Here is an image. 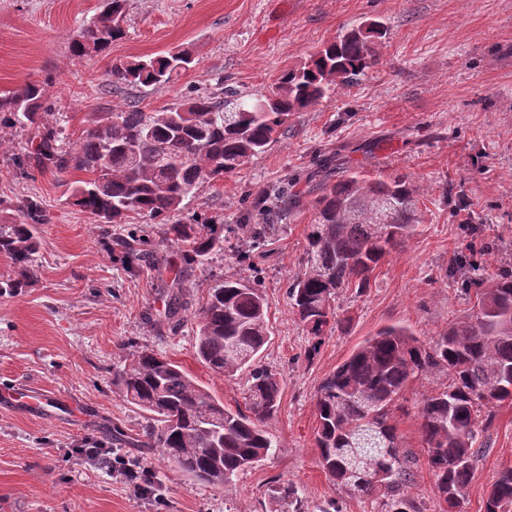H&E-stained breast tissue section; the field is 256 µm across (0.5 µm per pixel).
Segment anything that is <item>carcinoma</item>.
<instances>
[{
  "label": "carcinoma",
  "mask_w": 512,
  "mask_h": 512,
  "mask_svg": "<svg viewBox=\"0 0 512 512\" xmlns=\"http://www.w3.org/2000/svg\"><path fill=\"white\" fill-rule=\"evenodd\" d=\"M126 0H103L102 11L71 41L75 56L102 53L124 35ZM372 20L325 44L282 75L267 94H245L219 83L161 112L137 106L97 112L77 148L61 147L59 132L43 126L46 90L27 82L0 95V114L38 138L44 168L90 174L70 185L72 204L101 224H124L131 214L160 224L162 238L181 246V259L203 266L224 249L217 224L170 222L200 185L237 170L277 142L291 115L316 105L372 64L375 41L385 37ZM192 64L189 52L169 51L113 66L115 87H157L174 81ZM407 175L367 177L356 172L326 179L312 204L304 269L288 285V300L312 338L308 357L319 350L334 314L332 302L349 288L367 291L386 255L418 235L423 214ZM288 200V183L252 206L274 216L268 200ZM49 222L41 201L24 199L16 213L0 214V255L17 276L0 281V294H18L37 278L33 257L40 225ZM450 268L463 272L462 287L474 294V311L448 324L424 343L403 326L391 325L366 338L324 378L316 392L319 462L330 481L381 501L382 512H424L408 495L416 456L404 449L393 406L408 383L423 373H445L449 382L418 406L420 434L439 512H462L466 489L485 447L495 414L488 406L512 401V268L494 276L476 274L479 264L463 254ZM196 354L226 377L248 372L245 409L235 411L195 381L180 365L150 350L133 353L112 370V390L153 415L144 447L156 448L199 483L222 489L268 455L274 443L265 425L276 415L282 382L261 364L269 341L267 303L259 281L224 280L210 289L195 316ZM275 500L297 508L298 490L284 482ZM484 512H512V468L500 472L484 500Z\"/></svg>",
  "instance_id": "1"
}]
</instances>
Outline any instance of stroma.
<instances>
[{
	"label": "stroma",
	"mask_w": 512,
	"mask_h": 512,
	"mask_svg": "<svg viewBox=\"0 0 512 512\" xmlns=\"http://www.w3.org/2000/svg\"><path fill=\"white\" fill-rule=\"evenodd\" d=\"M102 0H0V94L30 79L44 82L51 110L44 123L65 149L79 143L95 112L136 104L158 112L223 81L243 92H268L341 31L368 20L389 33L377 63L350 87L292 116L279 141L234 174L203 184L184 201L180 222L224 227V249L205 265L183 266L177 249L151 233L133 270L117 260L119 242L143 228L97 224L71 204L68 182L80 179L41 169L28 132L0 125V206L27 197L50 212L34 257L37 279L15 296H0V393L13 386L65 396L75 411L29 414L0 401V512H272L271 492L291 481L305 512L329 502L342 512H380L374 498L338 488L319 464L315 394L322 380L367 337L388 324L430 341L450 321L471 313L449 263L465 244L501 237L505 250L482 256L493 275L512 266V0H126L122 39L105 52L72 55L79 26ZM179 48L193 66L171 85L107 90L110 65ZM344 169L409 175L424 215L420 233L376 270L367 293H340L344 321L328 330L306 359L310 338L293 313L287 287L299 271L312 200L323 178L317 156ZM25 168H17L15 157ZM289 182L300 197L280 230L240 262L235 256L252 221L245 197ZM260 277L268 302L270 340L264 365L283 380L280 407L267 430L274 451L230 486H203L153 448L138 446L149 414L112 391V369L148 348L178 363L223 401L244 405L247 372L214 373L195 353L194 315L222 279ZM177 319H170L171 303ZM446 379L411 381L396 411L398 433L419 464L408 493L428 512L434 477L423 459L417 406ZM466 493L465 512H483L500 472L512 467V404L497 406ZM106 443L140 460L156 495L143 498L129 483L81 460L77 449Z\"/></svg>",
	"instance_id": "35a3bbf8"
}]
</instances>
